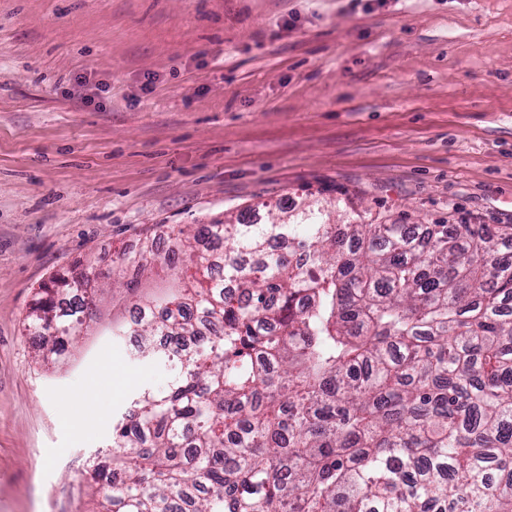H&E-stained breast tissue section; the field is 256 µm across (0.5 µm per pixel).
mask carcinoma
Listing matches in <instances>:
<instances>
[{"label": "carcinoma", "instance_id": "1", "mask_svg": "<svg viewBox=\"0 0 512 512\" xmlns=\"http://www.w3.org/2000/svg\"><path fill=\"white\" fill-rule=\"evenodd\" d=\"M509 245L511 224H337L318 199L199 225L194 293L142 304L173 378L115 422L95 493L111 512H512ZM87 292L42 287L43 357Z\"/></svg>", "mask_w": 512, "mask_h": 512}]
</instances>
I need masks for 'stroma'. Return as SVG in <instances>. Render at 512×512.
<instances>
[{
  "label": "stroma",
  "mask_w": 512,
  "mask_h": 512,
  "mask_svg": "<svg viewBox=\"0 0 512 512\" xmlns=\"http://www.w3.org/2000/svg\"><path fill=\"white\" fill-rule=\"evenodd\" d=\"M318 191L512 224V0H0V512H102L90 459L171 379L125 329L192 271L112 288L119 257ZM77 263L92 318L38 359L26 315Z\"/></svg>",
  "instance_id": "obj_1"
}]
</instances>
